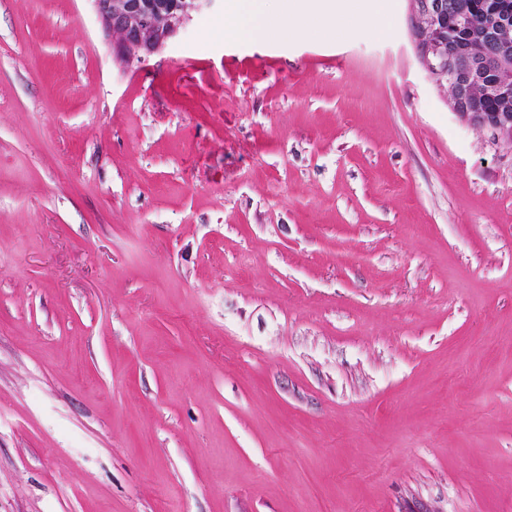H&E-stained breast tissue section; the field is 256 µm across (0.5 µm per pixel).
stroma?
Wrapping results in <instances>:
<instances>
[{
    "label": "stroma",
    "mask_w": 512,
    "mask_h": 512,
    "mask_svg": "<svg viewBox=\"0 0 512 512\" xmlns=\"http://www.w3.org/2000/svg\"><path fill=\"white\" fill-rule=\"evenodd\" d=\"M408 24L0 0V512H512V145ZM105 30L117 34L124 61H145L160 51L193 12L217 0H91ZM225 19L232 22L233 33L254 38L271 32L276 16L266 7L271 0H227Z\"/></svg>",
    "instance_id": "1"
}]
</instances>
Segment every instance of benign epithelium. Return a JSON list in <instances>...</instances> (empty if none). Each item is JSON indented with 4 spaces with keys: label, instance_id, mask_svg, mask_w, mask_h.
I'll return each mask as SVG.
<instances>
[{
    "label": "benign epithelium",
    "instance_id": "1",
    "mask_svg": "<svg viewBox=\"0 0 512 512\" xmlns=\"http://www.w3.org/2000/svg\"><path fill=\"white\" fill-rule=\"evenodd\" d=\"M105 30L119 36L118 55L145 61L160 51L191 14L215 0H92ZM411 38L416 55L436 84L451 85L450 110L470 126L492 131L512 144V112H486L470 102L471 90L483 88L487 100L512 96V45L502 29L508 17L493 0L484 4L485 22L472 24L468 0H409Z\"/></svg>",
    "mask_w": 512,
    "mask_h": 512
}]
</instances>
